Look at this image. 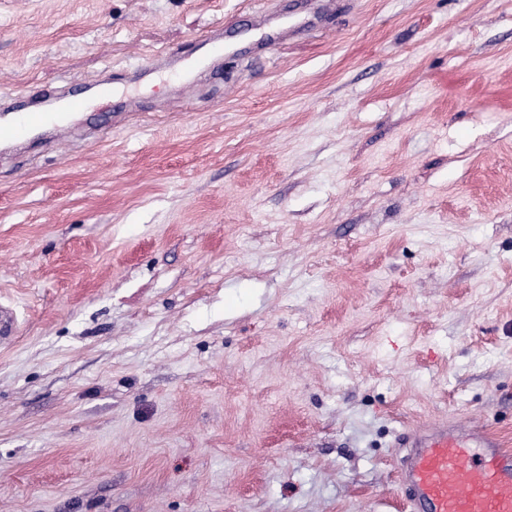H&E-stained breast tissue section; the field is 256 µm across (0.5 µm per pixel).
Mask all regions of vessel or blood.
<instances>
[{"mask_svg": "<svg viewBox=\"0 0 512 512\" xmlns=\"http://www.w3.org/2000/svg\"><path fill=\"white\" fill-rule=\"evenodd\" d=\"M100 81L94 97L70 93L60 109H21L0 121V143L23 145L34 132L52 134L94 100L112 98ZM399 490L408 512H512V449L478 422L438 420L406 429L395 442Z\"/></svg>", "mask_w": 512, "mask_h": 512, "instance_id": "b4317fda", "label": "vessel or blood"}]
</instances>
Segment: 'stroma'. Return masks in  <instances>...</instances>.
Listing matches in <instances>:
<instances>
[{
  "mask_svg": "<svg viewBox=\"0 0 512 512\" xmlns=\"http://www.w3.org/2000/svg\"><path fill=\"white\" fill-rule=\"evenodd\" d=\"M106 77L0 144V512H403L399 432L512 448V0H0V113ZM112 82L102 80L95 85V95L90 98L82 92H71L58 110L21 109L0 121V143L26 144L34 132L52 134L66 126V117L72 114L90 112L94 100L111 101Z\"/></svg>",
  "mask_w": 512,
  "mask_h": 512,
  "instance_id": "35a3bbf8",
  "label": "stroma"
}]
</instances>
